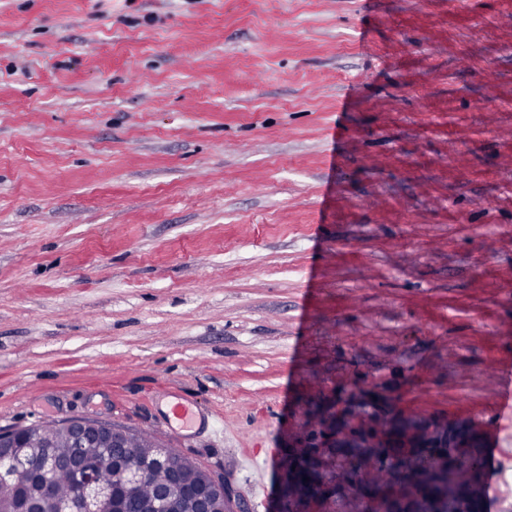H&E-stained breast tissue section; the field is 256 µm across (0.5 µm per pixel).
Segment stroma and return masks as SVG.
<instances>
[{
    "label": "stroma",
    "instance_id": "obj_1",
    "mask_svg": "<svg viewBox=\"0 0 512 512\" xmlns=\"http://www.w3.org/2000/svg\"><path fill=\"white\" fill-rule=\"evenodd\" d=\"M510 392L512 0H0L1 430L108 418L270 512L392 398L512 512Z\"/></svg>",
    "mask_w": 512,
    "mask_h": 512
}]
</instances>
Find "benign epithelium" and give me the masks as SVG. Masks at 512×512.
Masks as SVG:
<instances>
[{"label": "benign epithelium", "mask_w": 512, "mask_h": 512, "mask_svg": "<svg viewBox=\"0 0 512 512\" xmlns=\"http://www.w3.org/2000/svg\"><path fill=\"white\" fill-rule=\"evenodd\" d=\"M408 423L410 436L428 443L445 434L440 442L448 447V439H453L456 447L465 453L476 446L475 436L463 425L442 428L428 419L406 421L392 403H387L371 416L359 415L355 402L351 399L339 401L323 416L321 431L314 442L302 449L291 448L285 461L286 477L279 483L275 506L269 512H316L324 503L336 497V484L327 475L329 463L334 459V449L344 446L363 448H384L389 443L393 430L401 423ZM55 427L64 434L71 448L70 471L73 478L70 496L55 498L52 495L53 471L57 463L48 458L39 471V495L29 501L26 512H125V501L121 491L128 487L151 480L160 469L170 475L168 485L156 491L154 499L145 507L147 512H180V503H191L192 512H245L242 505L234 500L228 481L215 475L200 463L188 459L185 465L195 472V482L189 488L182 487L179 472L182 468L170 464L168 446L162 440L147 433L155 453L150 457L123 456L100 457L89 460L83 449L90 444L103 441L112 448H127L131 436L130 429L116 426L112 421L93 417H65L56 420ZM39 434L36 426L15 430H0V453L11 456L14 463L27 461V457L39 452L28 444V440ZM307 460L315 465L321 475L316 492L301 489L294 467ZM108 463L112 468V479L102 485L96 478L100 467ZM390 479V475L380 481L356 484V498L361 512H373L375 508L386 510L385 501L375 490ZM482 472L473 467L463 468L459 482L471 490L472 497L482 485ZM415 481L414 475L401 477L390 490L397 499L398 512H420L415 498L406 494V488Z\"/></svg>", "instance_id": "7a95c632"}]
</instances>
